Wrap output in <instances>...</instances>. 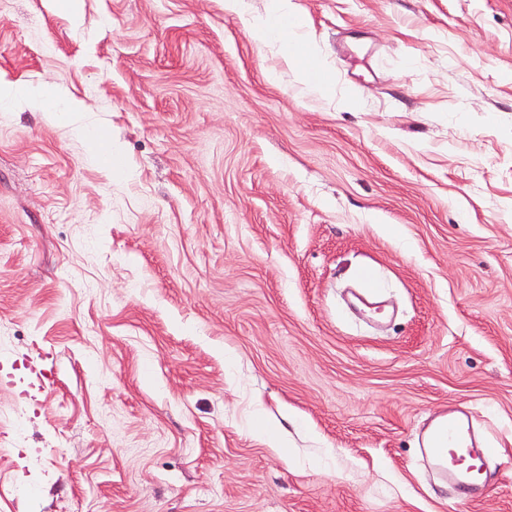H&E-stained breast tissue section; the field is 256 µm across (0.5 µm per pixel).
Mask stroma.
Wrapping results in <instances>:
<instances>
[{"label": "stroma", "mask_w": 512, "mask_h": 512, "mask_svg": "<svg viewBox=\"0 0 512 512\" xmlns=\"http://www.w3.org/2000/svg\"><path fill=\"white\" fill-rule=\"evenodd\" d=\"M295 2L323 100L224 0H0V512H512V0ZM12 98L27 100L46 112H56V93L52 88H32L29 85L13 82H0V99ZM447 415L422 432L421 463L435 480L481 494L486 484L481 476L492 448L485 447L468 414L452 411Z\"/></svg>", "instance_id": "1"}]
</instances>
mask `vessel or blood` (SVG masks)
Returning <instances> with one entry per match:
<instances>
[{
    "mask_svg": "<svg viewBox=\"0 0 512 512\" xmlns=\"http://www.w3.org/2000/svg\"><path fill=\"white\" fill-rule=\"evenodd\" d=\"M490 448L478 437L471 417L449 412L444 420L429 425L420 436L421 463L435 480L471 493H481Z\"/></svg>",
    "mask_w": 512,
    "mask_h": 512,
    "instance_id": "obj_1",
    "label": "vessel or blood"
}]
</instances>
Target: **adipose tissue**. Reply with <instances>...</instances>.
<instances>
[{"label": "adipose tissue", "instance_id": "ef3b65f1", "mask_svg": "<svg viewBox=\"0 0 512 512\" xmlns=\"http://www.w3.org/2000/svg\"><path fill=\"white\" fill-rule=\"evenodd\" d=\"M226 12L237 15L260 42L277 41L283 46V63L295 71L306 92L325 97L331 94L334 80L331 73L314 58L305 39L303 27L292 8V0H268L261 18L252 17L245 9V0H224Z\"/></svg>", "mask_w": 512, "mask_h": 512}]
</instances>
